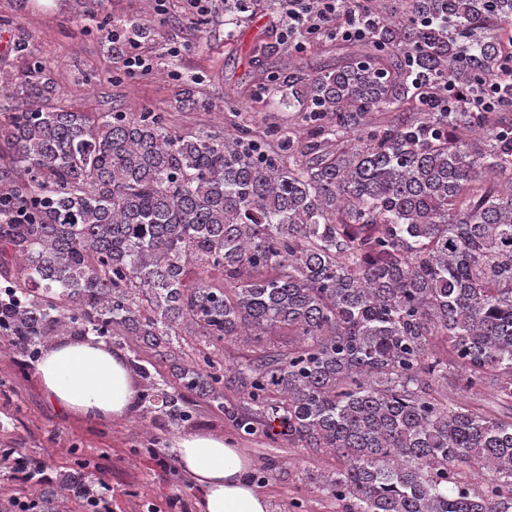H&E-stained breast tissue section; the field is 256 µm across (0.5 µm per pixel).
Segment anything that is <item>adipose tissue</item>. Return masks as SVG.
Returning <instances> with one entry per match:
<instances>
[{
    "label": "adipose tissue",
    "mask_w": 512,
    "mask_h": 512,
    "mask_svg": "<svg viewBox=\"0 0 512 512\" xmlns=\"http://www.w3.org/2000/svg\"><path fill=\"white\" fill-rule=\"evenodd\" d=\"M36 376L56 405L85 420H118L137 405L139 389L125 355L94 336L60 339L37 362ZM179 468L201 492L199 512H271L253 479L251 459L224 435L192 431L175 442Z\"/></svg>",
    "instance_id": "1"
}]
</instances>
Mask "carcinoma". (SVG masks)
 Wrapping results in <instances>:
<instances>
[{
	"label": "carcinoma",
	"mask_w": 512,
	"mask_h": 512,
	"mask_svg": "<svg viewBox=\"0 0 512 512\" xmlns=\"http://www.w3.org/2000/svg\"><path fill=\"white\" fill-rule=\"evenodd\" d=\"M109 53L112 18L75 0ZM336 68L261 75L300 119L184 132L164 112L55 106L22 39L0 71V337L29 367L62 336L136 349L133 422L194 423L328 457L338 512H512V0H360ZM251 0H229L238 23ZM130 42L156 36L123 24ZM492 107L481 95L490 81ZM252 355L224 361V347ZM145 350L143 359L137 349ZM5 492L85 512L106 455Z\"/></svg>",
	"instance_id": "obj_1"
}]
</instances>
